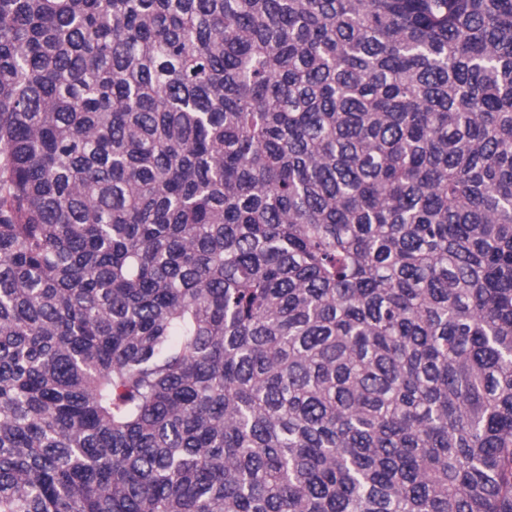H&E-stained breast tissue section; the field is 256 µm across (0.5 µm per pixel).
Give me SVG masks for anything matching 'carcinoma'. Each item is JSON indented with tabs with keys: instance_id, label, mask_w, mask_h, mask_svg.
Instances as JSON below:
<instances>
[{
	"instance_id": "1",
	"label": "carcinoma",
	"mask_w": 512,
	"mask_h": 512,
	"mask_svg": "<svg viewBox=\"0 0 512 512\" xmlns=\"http://www.w3.org/2000/svg\"><path fill=\"white\" fill-rule=\"evenodd\" d=\"M0 512H512V0H0Z\"/></svg>"
}]
</instances>
